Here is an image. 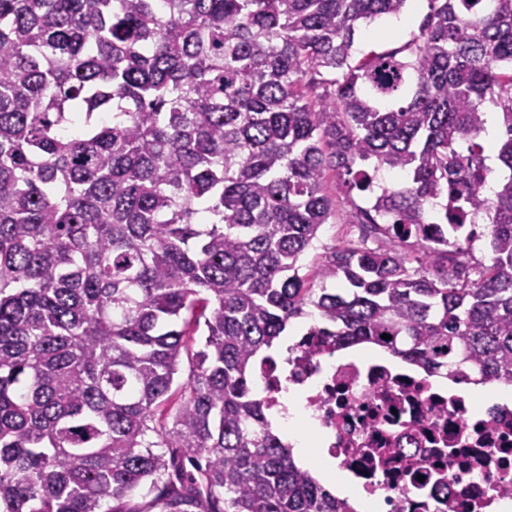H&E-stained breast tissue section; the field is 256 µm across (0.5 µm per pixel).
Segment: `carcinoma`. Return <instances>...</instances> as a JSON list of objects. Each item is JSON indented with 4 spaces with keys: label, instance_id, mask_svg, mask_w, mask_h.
I'll list each match as a JSON object with an SVG mask.
<instances>
[{
    "label": "carcinoma",
    "instance_id": "cac0c4a2",
    "mask_svg": "<svg viewBox=\"0 0 512 512\" xmlns=\"http://www.w3.org/2000/svg\"><path fill=\"white\" fill-rule=\"evenodd\" d=\"M406 3L0 0V512H352L254 389L294 319L310 353L512 386V0H429L354 59ZM383 170L358 240L303 270L327 173ZM484 216L473 263L448 225ZM416 1L418 2H407L406 15L402 19L411 18V22L406 24L397 33L392 34L389 31V27L394 21H400V16L403 13L398 18H382L370 24H360L354 36V55L361 57L364 53H368L371 50L380 51L396 47L411 39L413 34L418 32V25L421 19L429 11L427 0Z\"/></svg>",
    "mask_w": 512,
    "mask_h": 512
}]
</instances>
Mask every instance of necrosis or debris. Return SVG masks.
Returning <instances> with one entry per match:
<instances>
[{
	"instance_id": "4bbe7bcc",
	"label": "necrosis or debris",
	"mask_w": 512,
	"mask_h": 512,
	"mask_svg": "<svg viewBox=\"0 0 512 512\" xmlns=\"http://www.w3.org/2000/svg\"><path fill=\"white\" fill-rule=\"evenodd\" d=\"M272 412L297 392L317 450L381 496L385 512H497L512 501V405H476L438 390L420 370L306 353L259 367Z\"/></svg>"
}]
</instances>
